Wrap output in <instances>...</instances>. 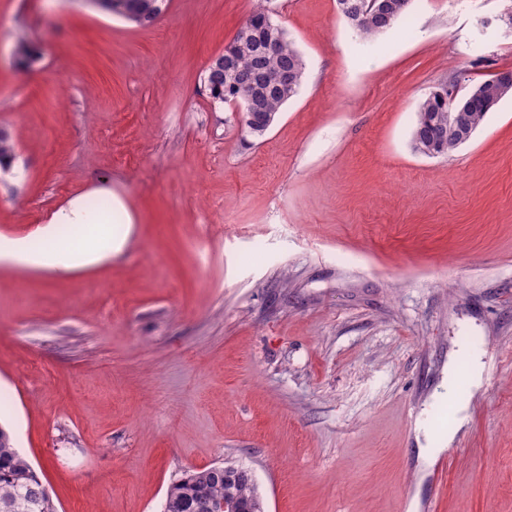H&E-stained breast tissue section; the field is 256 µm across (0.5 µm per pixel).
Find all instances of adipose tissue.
I'll list each match as a JSON object with an SVG mask.
<instances>
[{
	"instance_id": "obj_1",
	"label": "adipose tissue",
	"mask_w": 512,
	"mask_h": 512,
	"mask_svg": "<svg viewBox=\"0 0 512 512\" xmlns=\"http://www.w3.org/2000/svg\"><path fill=\"white\" fill-rule=\"evenodd\" d=\"M103 217L90 213L83 199L77 198L67 206L59 208L46 221L43 238L48 249L33 250L24 239L0 238V259L20 264L55 270H72L103 260L104 255L96 242H83L78 247L56 245L59 228L67 227L73 232H84L88 227H104Z\"/></svg>"
}]
</instances>
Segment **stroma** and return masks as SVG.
I'll return each mask as SVG.
<instances>
[{
    "label": "stroma",
    "mask_w": 512,
    "mask_h": 512,
    "mask_svg": "<svg viewBox=\"0 0 512 512\" xmlns=\"http://www.w3.org/2000/svg\"><path fill=\"white\" fill-rule=\"evenodd\" d=\"M255 5L0 0V237L77 196L133 218L99 263H0V424L59 512H162L225 462L265 512H512V96L450 155L411 143L439 83L512 70V0H411L369 42L336 0H269L305 72L260 139L204 87ZM466 343L439 477L416 423ZM117 1L116 5L118 9L113 11L110 10V14L121 16L129 21L135 22L139 25H149L151 24L157 15L161 12V3L163 0H109ZM142 3H150L153 7L149 11V13L139 12L138 6ZM129 14H136V17L133 18Z\"/></svg>",
    "instance_id": "obj_1"
}]
</instances>
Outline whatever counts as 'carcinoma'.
Segmentation results:
<instances>
[{"mask_svg": "<svg viewBox=\"0 0 512 512\" xmlns=\"http://www.w3.org/2000/svg\"><path fill=\"white\" fill-rule=\"evenodd\" d=\"M163 0H117L118 9L113 14L139 25L151 24L161 12ZM338 5L347 4L350 10L341 11L355 33L363 38H373L393 26L387 17L375 16L360 24L354 17L360 12L372 10V0H337ZM281 32L278 25L262 30L245 31L239 28L234 39L227 45L229 66L220 79H211V70H206L204 83L209 97L215 103H229L236 96L235 73H256L261 83L255 93L256 116L279 114L283 105L293 97L303 79L305 63L299 51L289 42L279 52L265 50L264 35L267 30ZM288 72V82L280 80ZM496 74L479 82L484 96L470 100V96L455 97V104L463 112L464 125L474 131L504 98L512 92V85L492 83ZM453 92L449 87L431 92L419 105L417 121L412 133V148L422 155L444 156L460 146L458 137L441 138L438 131L448 126L447 96ZM41 479L32 464L14 448L9 432L0 426V512H58L51 496L39 499L31 497ZM235 496L254 512H263V503L257 486L247 478H239L224 472L221 464L190 469L167 489L163 512H204V505L212 500Z\"/></svg>", "mask_w": 512, "mask_h": 512, "instance_id": "obj_1", "label": "carcinoma"}]
</instances>
